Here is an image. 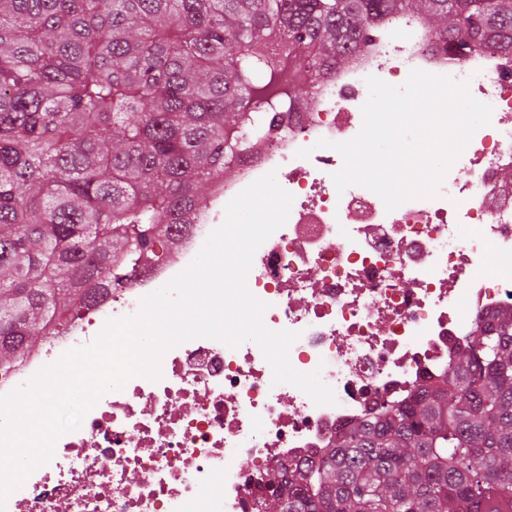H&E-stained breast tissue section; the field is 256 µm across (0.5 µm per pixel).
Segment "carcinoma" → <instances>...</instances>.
<instances>
[{"label": "carcinoma", "instance_id": "obj_1", "mask_svg": "<svg viewBox=\"0 0 512 512\" xmlns=\"http://www.w3.org/2000/svg\"><path fill=\"white\" fill-rule=\"evenodd\" d=\"M407 15L459 53L512 51V0H0V371L159 259L265 113ZM271 474L280 512L512 496V306L431 387Z\"/></svg>", "mask_w": 512, "mask_h": 512}]
</instances>
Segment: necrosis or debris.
I'll use <instances>...</instances> for the list:
<instances>
[{"instance_id": "4bbe7bcc", "label": "necrosis or debris", "mask_w": 512, "mask_h": 512, "mask_svg": "<svg viewBox=\"0 0 512 512\" xmlns=\"http://www.w3.org/2000/svg\"><path fill=\"white\" fill-rule=\"evenodd\" d=\"M468 81L491 106L434 199L387 211L370 190L337 191L343 166L334 145L354 138L369 96L367 77L399 86L412 70ZM309 157H299L302 149ZM512 53L464 56L437 47L421 19L382 23L367 45L332 70L314 98L279 112L236 176L217 180L214 203L188 214L168 253L110 288L62 335L0 375V395L26 384L68 349L91 344L108 320L137 312L197 255L223 207L267 173L292 194L286 224L256 251L247 276L267 303L273 330L297 335L289 350L299 372L320 371L336 396L317 406L300 389L272 385L260 348L196 338L167 350L161 377H136L105 394L80 428L62 435L52 459L11 493L5 512H256L266 477L284 461L319 463L329 441L383 405L406 401L447 372L470 343L475 318L512 305ZM468 180H461V173ZM319 274L309 288L310 271ZM184 401L173 412L174 401Z\"/></svg>"}]
</instances>
